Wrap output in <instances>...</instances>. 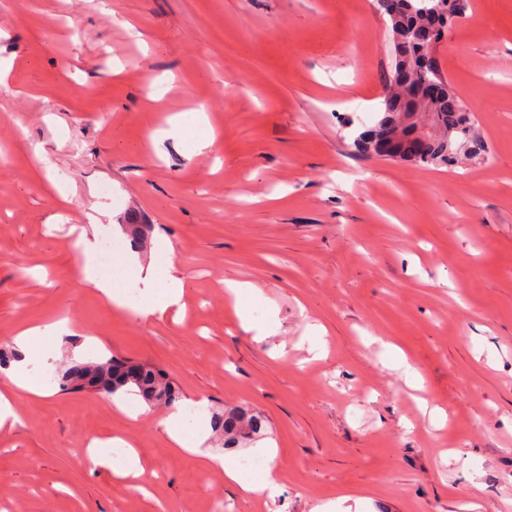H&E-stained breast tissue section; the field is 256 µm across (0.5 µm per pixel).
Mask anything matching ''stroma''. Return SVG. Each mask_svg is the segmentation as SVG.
Returning a JSON list of instances; mask_svg holds the SVG:
<instances>
[{"mask_svg": "<svg viewBox=\"0 0 512 512\" xmlns=\"http://www.w3.org/2000/svg\"><path fill=\"white\" fill-rule=\"evenodd\" d=\"M433 52L480 145L450 168L353 146L393 64L374 0H0V352L69 318L181 404L263 415L236 454L273 446L283 476L276 499L245 498L173 447L162 409L56 389L18 395L0 431V512H512V0H467ZM199 108L215 142L193 154L169 119ZM92 215L143 265L169 239L183 318L80 287ZM228 279L262 290L274 335L242 327ZM111 436L149 498L88 463Z\"/></svg>", "mask_w": 512, "mask_h": 512, "instance_id": "stroma-1", "label": "stroma"}]
</instances>
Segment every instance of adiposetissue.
Instances as JSON below:
<instances>
[{
	"mask_svg": "<svg viewBox=\"0 0 512 512\" xmlns=\"http://www.w3.org/2000/svg\"><path fill=\"white\" fill-rule=\"evenodd\" d=\"M173 129L181 136L182 144L191 152H200L213 143L212 133L204 111L183 112L176 116ZM77 245L81 249L83 277L81 286L95 289L100 297L119 309L128 310L132 317L140 320L161 318L169 314L181 315L184 311L183 302L185 284L182 278L175 276L172 264L157 267L149 263L139 269L136 278L138 283L137 298H130L116 279L100 273L97 256L99 252L96 237L80 232ZM76 331L68 319H60L44 325H32L20 330L14 339L18 348V357L1 373L7 383L0 389V430L11 429L18 420L14 404L18 393L39 399L48 396V386L30 372L32 361L48 364L56 359L65 338L75 336ZM40 338L51 339L47 348L36 347ZM167 436L172 445L193 454L202 455L206 468L223 473L226 483L235 486L241 495L246 497H272L280 489V473L272 463L274 452L271 448H263L260 457L264 461V469L259 476L247 474L239 461L224 454L205 453L201 445L207 437V428L197 422H189L184 412L177 407L167 410L162 418ZM123 449L124 455L120 462H113L108 454L109 448ZM88 458L93 466L111 467L118 480L127 484L133 492L144 493L143 478L146 474L141 456L136 448L129 446L123 438L113 437L107 440L94 439L88 446Z\"/></svg>",
	"mask_w": 512,
	"mask_h": 512,
	"instance_id": "adipose-tissue-1",
	"label": "adipose tissue"
}]
</instances>
